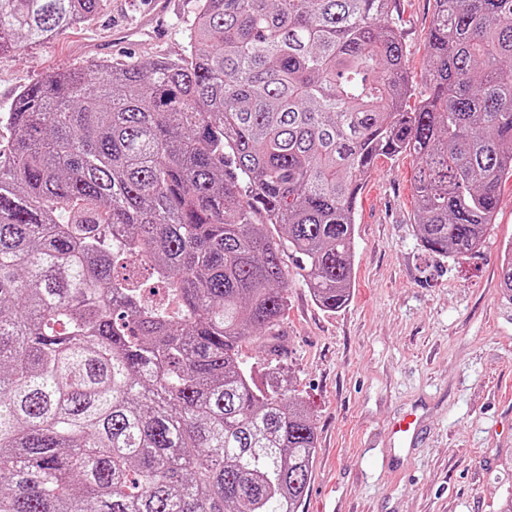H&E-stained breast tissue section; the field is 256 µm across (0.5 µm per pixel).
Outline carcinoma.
<instances>
[{"mask_svg": "<svg viewBox=\"0 0 512 512\" xmlns=\"http://www.w3.org/2000/svg\"><path fill=\"white\" fill-rule=\"evenodd\" d=\"M197 2L185 58L52 71L0 112V512H298L316 427L240 352L277 335L283 256L334 312L378 158L418 159L442 259L512 179V0H435L413 109L394 0ZM106 3L0 0V52Z\"/></svg>", "mask_w": 512, "mask_h": 512, "instance_id": "cac0c4a2", "label": "carcinoma"}]
</instances>
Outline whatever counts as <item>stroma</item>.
<instances>
[{"instance_id": "35a3bbf8", "label": "stroma", "mask_w": 512, "mask_h": 512, "mask_svg": "<svg viewBox=\"0 0 512 512\" xmlns=\"http://www.w3.org/2000/svg\"><path fill=\"white\" fill-rule=\"evenodd\" d=\"M196 0H173L168 35L135 28L150 0H108L94 20L0 54V112L47 72L92 60L125 64L179 58ZM434 0H396L407 65L421 83ZM128 42H115L119 33ZM417 161L379 158L356 211V278L342 308L312 299L291 256L282 337L249 342L243 354L261 388L278 385L305 401L316 427L309 490L298 512H495L512 472V302L503 299L501 255L512 243V181L479 251L438 258L417 231ZM423 407L413 446L390 424Z\"/></svg>"}]
</instances>
